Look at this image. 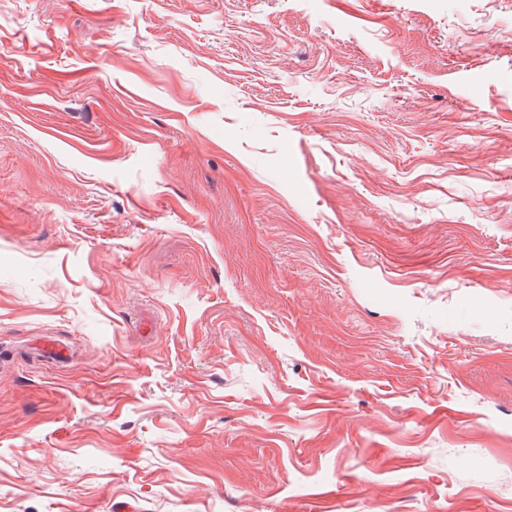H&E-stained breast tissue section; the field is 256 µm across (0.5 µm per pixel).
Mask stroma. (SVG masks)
Returning a JSON list of instances; mask_svg holds the SVG:
<instances>
[{
	"instance_id": "obj_1",
	"label": "stroma",
	"mask_w": 512,
	"mask_h": 512,
	"mask_svg": "<svg viewBox=\"0 0 512 512\" xmlns=\"http://www.w3.org/2000/svg\"><path fill=\"white\" fill-rule=\"evenodd\" d=\"M117 502L512 512V0H0V512Z\"/></svg>"
}]
</instances>
